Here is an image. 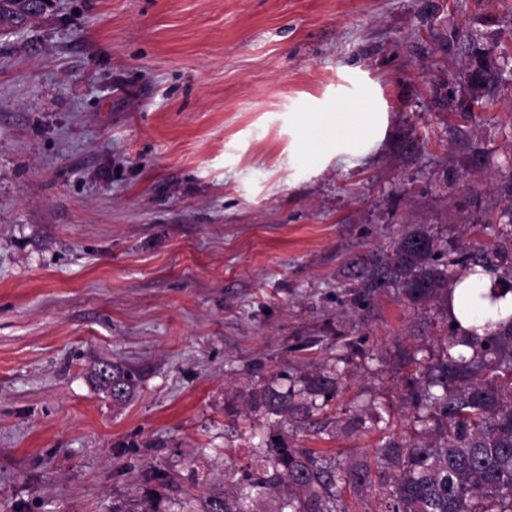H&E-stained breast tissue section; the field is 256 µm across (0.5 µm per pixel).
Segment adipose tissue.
<instances>
[{
	"label": "adipose tissue",
	"instance_id": "ef3b65f1",
	"mask_svg": "<svg viewBox=\"0 0 512 512\" xmlns=\"http://www.w3.org/2000/svg\"><path fill=\"white\" fill-rule=\"evenodd\" d=\"M333 112H292L288 115V163L315 174L329 165L351 167L375 153L387 138L391 115L385 112L375 89L361 85L337 100ZM492 273L464 274L448 300V308L462 328L512 316V291L490 300Z\"/></svg>",
	"mask_w": 512,
	"mask_h": 512
}]
</instances>
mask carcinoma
<instances>
[{"label":"carcinoma","mask_w":512,"mask_h":512,"mask_svg":"<svg viewBox=\"0 0 512 512\" xmlns=\"http://www.w3.org/2000/svg\"><path fill=\"white\" fill-rule=\"evenodd\" d=\"M44 9L39 0H0V33H10L35 21ZM498 38L474 42L469 31L454 29L438 36L446 52L461 59L459 89L441 106L468 121L475 111L468 103L471 90L482 97L508 83L498 71L512 65V21L498 22ZM462 167L470 174L497 169L496 190L504 203L482 219L498 224L489 246L464 250L441 246L423 224L407 227L389 245L359 253L344 269L346 287L357 289L354 302L395 287L414 308L432 303L448 306V292L463 273L482 267L493 272L501 291H512V157L498 161L481 146L468 144ZM484 335L465 331L448 321V334L437 353L421 362L406 379L403 405L414 415L411 431L385 436L375 450V464L362 462L340 470L313 448H294L278 436L253 449L252 463L238 469L228 488L197 500L182 502L180 512H257L261 499L279 494L274 512H348L344 491L373 492L383 498L382 512H512V317L488 320ZM344 369L312 370L283 390L272 384L258 389L250 409L264 415L307 425L340 391ZM99 391L115 405L130 402L137 389L135 372L112 364V378L93 372ZM370 426L387 431L390 424L379 412L352 420L351 430Z\"/></svg>","instance_id":"1"}]
</instances>
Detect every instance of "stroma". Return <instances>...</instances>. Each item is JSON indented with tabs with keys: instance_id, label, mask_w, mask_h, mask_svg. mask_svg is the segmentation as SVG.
I'll return each mask as SVG.
<instances>
[{
	"instance_id": "obj_1",
	"label": "stroma",
	"mask_w": 512,
	"mask_h": 512,
	"mask_svg": "<svg viewBox=\"0 0 512 512\" xmlns=\"http://www.w3.org/2000/svg\"><path fill=\"white\" fill-rule=\"evenodd\" d=\"M54 0L0 34V512H168L246 465L269 429L246 397L335 364L329 432L282 425L338 467L372 456L347 431L367 402L395 431L400 351L427 357L445 314L396 290L357 306L345 261L409 224L486 243L466 143L512 151V86L477 122L436 99L461 65L437 33L512 0ZM364 73L392 114L382 148L309 178L288 168V115ZM138 373L113 404L89 368Z\"/></svg>"
}]
</instances>
